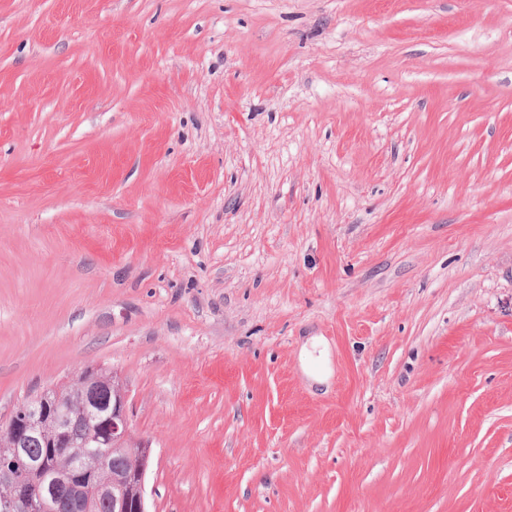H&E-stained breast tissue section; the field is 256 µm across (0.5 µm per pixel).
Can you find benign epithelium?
I'll use <instances>...</instances> for the list:
<instances>
[{
  "label": "benign epithelium",
  "instance_id": "obj_1",
  "mask_svg": "<svg viewBox=\"0 0 512 512\" xmlns=\"http://www.w3.org/2000/svg\"><path fill=\"white\" fill-rule=\"evenodd\" d=\"M100 368L88 367L73 381V391L80 396L82 417L91 425L90 437L76 443L69 437L73 419L60 408L64 388L53 386L23 402L0 425V444L9 454L0 458V512H16L23 505L34 512H58L55 487L65 483L75 489L74 506L91 510V499L83 497L85 483L99 473H108L104 485L95 486L96 496L112 497V512H146L145 466L138 469L137 491L127 490L128 477L121 471L109 470V454L124 450L132 456L149 447V443L133 441L129 428L127 396L123 384L112 372V399L99 395L97 375ZM39 442L49 452L31 457L27 448Z\"/></svg>",
  "mask_w": 512,
  "mask_h": 512
}]
</instances>
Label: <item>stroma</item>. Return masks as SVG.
Wrapping results in <instances>:
<instances>
[{
  "mask_svg": "<svg viewBox=\"0 0 512 512\" xmlns=\"http://www.w3.org/2000/svg\"><path fill=\"white\" fill-rule=\"evenodd\" d=\"M88 366L148 512H512V0H0V419ZM312 351L304 347L301 353V362L307 373L318 382H323L329 374L330 352L328 346L318 339L311 343ZM317 352L318 355L314 356Z\"/></svg>",
  "mask_w": 512,
  "mask_h": 512,
  "instance_id": "35a3bbf8",
  "label": "stroma"
}]
</instances>
